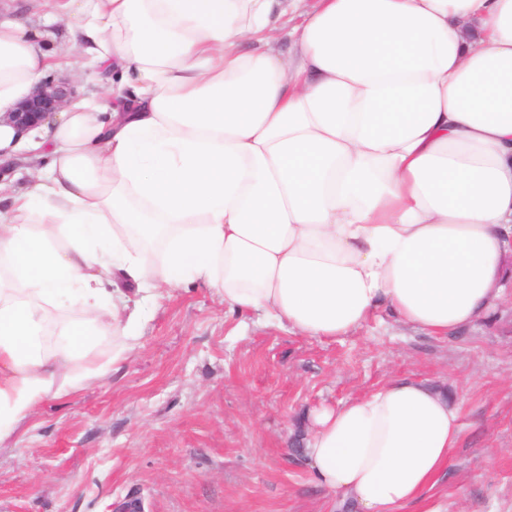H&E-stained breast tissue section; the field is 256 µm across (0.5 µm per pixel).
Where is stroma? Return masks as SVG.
<instances>
[{
    "label": "stroma",
    "instance_id": "stroma-1",
    "mask_svg": "<svg viewBox=\"0 0 512 512\" xmlns=\"http://www.w3.org/2000/svg\"><path fill=\"white\" fill-rule=\"evenodd\" d=\"M99 341L76 390L0 446V512H343L293 440L308 410L409 377L451 390L461 442L429 493L441 512H512V288L447 337L380 315L336 339L241 321L206 288L170 290L118 372Z\"/></svg>",
    "mask_w": 512,
    "mask_h": 512
}]
</instances>
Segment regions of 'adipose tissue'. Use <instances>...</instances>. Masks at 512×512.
Returning a JSON list of instances; mask_svg holds the SVG:
<instances>
[{
    "label": "adipose tissue",
    "mask_w": 512,
    "mask_h": 512,
    "mask_svg": "<svg viewBox=\"0 0 512 512\" xmlns=\"http://www.w3.org/2000/svg\"><path fill=\"white\" fill-rule=\"evenodd\" d=\"M101 74L0 151V442L115 336L118 371L164 289L335 339L387 310L445 336L512 278V0H56ZM0 14V113L53 66ZM161 243L153 260L149 241ZM461 436L424 380L308 417L303 454L354 512L421 505Z\"/></svg>",
    "instance_id": "obj_1"
}]
</instances>
